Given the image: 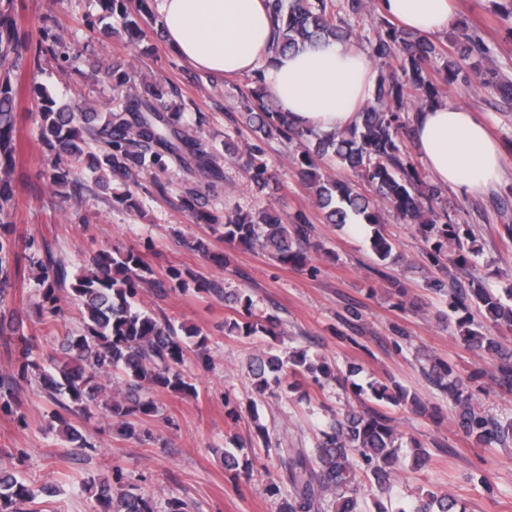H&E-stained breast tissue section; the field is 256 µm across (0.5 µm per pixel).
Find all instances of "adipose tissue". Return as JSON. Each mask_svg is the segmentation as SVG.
<instances>
[{
    "instance_id": "obj_1",
    "label": "adipose tissue",
    "mask_w": 512,
    "mask_h": 512,
    "mask_svg": "<svg viewBox=\"0 0 512 512\" xmlns=\"http://www.w3.org/2000/svg\"><path fill=\"white\" fill-rule=\"evenodd\" d=\"M171 50L189 64L221 76L263 69L279 111L300 126L332 133L353 122L375 77L366 56L330 42L271 55L268 0H153ZM379 10L405 28L445 31L456 0H379ZM415 136L438 184L465 195L497 191L505 177L498 141L474 112L435 106L418 114Z\"/></svg>"
}]
</instances>
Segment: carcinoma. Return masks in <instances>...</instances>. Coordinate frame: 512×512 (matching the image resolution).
Here are the masks:
<instances>
[{"label":"carcinoma","mask_w":512,"mask_h":512,"mask_svg":"<svg viewBox=\"0 0 512 512\" xmlns=\"http://www.w3.org/2000/svg\"><path fill=\"white\" fill-rule=\"evenodd\" d=\"M103 2L129 33L142 31L141 25L152 20L145 0H140L135 13L129 9L128 0ZM367 4L368 0H269L274 54L321 42L347 45L358 41L369 59L380 66L375 93L351 125L331 134H318L298 128L286 113L277 110L263 71L257 70L241 91L240 119L234 121L236 135L245 134L248 141L241 146L233 136H226L224 154L230 160L247 155V177L256 191L263 192L270 187L273 176L262 160L261 144L271 139L295 140L299 150L293 164L328 223L371 225V249L384 261L393 252L391 241L380 230L379 208L384 206L414 226L427 243L434 263L444 262L450 243L458 260L465 263L467 254L473 255L475 250L468 245V238L460 235V225L449 218L441 188L425 181L406 145V141L414 140L409 113L441 104L444 88L455 84H474L512 104V78L492 64L488 45L464 25L457 28L454 42L447 47L381 17L373 35L361 33L354 20L364 19ZM17 16L18 0H0V335L9 337L16 347L14 370L18 378H37L49 400L66 411H90L99 405L105 383L112 382L114 376L119 378L116 393L104 407L122 435L149 440L152 434L141 424L160 415L153 393L195 392L182 371L184 354L191 347L203 354L207 337L199 330L177 328L144 311L139 305V291L148 287L164 296L176 290L187 292L192 284L197 293L210 289L195 276L187 280L176 270L170 271L165 281L154 278L143 254L133 248L104 249L89 259L90 268L85 273L71 277L63 258L31 240L26 260L37 271L40 299L36 307L41 318L58 321L67 300L82 306L81 327L64 336L58 355L48 363L38 358L22 323L6 314L12 284L22 277L20 259L10 239L17 112L36 115L38 140L53 156L47 179L62 196L87 177L103 184L113 177L128 178L147 169L166 170L171 165L191 176L213 177L207 186L210 190L214 181L221 179V173L214 164L213 148L199 139L184 113L171 111L165 103L168 91L162 81L144 85L142 90L127 95L117 108L105 112L73 108L53 98L39 80L41 60L57 55L65 35L43 30L34 42L29 33L21 31ZM438 58L444 65L434 75L430 64ZM87 65L93 75L100 74L108 82L115 79L121 86L130 81V73L120 63L97 59L87 61ZM22 76L32 93L30 106L24 109L15 89ZM323 165L339 166L351 172L354 180L323 175ZM181 198L190 214L222 229L224 243L230 246L264 252L283 265L303 264L307 250L318 248L311 240V225L302 219L284 224L265 211L255 215L203 212L202 191L197 186L184 188ZM469 301L478 305L486 319L512 329V303H504L498 294L473 283L450 294L448 306L458 310ZM233 302L238 306L237 316L224 321L226 335H277L278 318L255 314L249 294L241 291L234 295ZM461 327L465 328L464 341L495 359L501 380L512 387V350L467 322ZM286 371L317 383L337 378L328 363L313 360L303 351H292L285 359L262 355L251 364L255 390L266 392ZM431 376L453 400L458 426L467 438L479 444L512 440V422L495 425L482 416L478 403L448 362L432 361ZM365 392L384 404L408 399L405 391L392 393L378 381L368 382ZM0 412L26 421L9 387L0 389ZM54 418L70 447H94L62 415L56 413ZM255 428L267 451L283 466L289 484L281 512H358L355 455L370 467L367 478L378 493H385L396 476L394 467L401 443L391 420L375 409L347 410L343 418L322 431L315 448L273 449L268 428L261 423ZM81 489L94 498L96 512H157L153 499L122 483L119 473L113 481L86 480ZM36 497L23 478L0 464V512H40L25 508ZM455 507L452 496L431 494L415 506L414 512H455Z\"/></svg>","instance_id":"obj_1"}]
</instances>
